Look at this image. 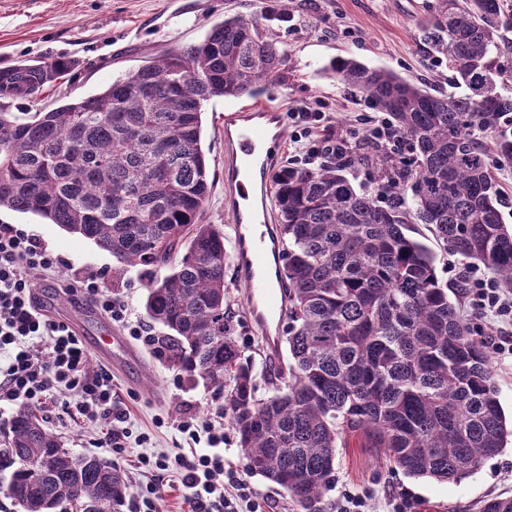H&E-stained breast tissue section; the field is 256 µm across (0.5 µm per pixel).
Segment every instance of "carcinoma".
Wrapping results in <instances>:
<instances>
[{
    "instance_id": "carcinoma-1",
    "label": "carcinoma",
    "mask_w": 512,
    "mask_h": 512,
    "mask_svg": "<svg viewBox=\"0 0 512 512\" xmlns=\"http://www.w3.org/2000/svg\"><path fill=\"white\" fill-rule=\"evenodd\" d=\"M264 15H234L205 39L127 73L102 92L22 119L63 80L71 62L0 69V210L30 213L152 279L144 308L168 330V368L224 395V414L252 471L311 512L332 481L337 449L362 436L414 478L458 482L512 440L490 358L441 284L434 252L411 235L424 224L437 245L512 291V225L487 147L512 163V139L494 136L512 97L490 56L512 25L504 0H436L424 27L435 57L465 91L432 95L392 70L349 57L326 71L356 101L388 115L418 152L395 170L380 155L376 198L354 187L346 164L284 167L275 176L288 357L255 396L254 363L237 340L225 286L224 233L202 223L210 194L202 148L204 102L252 96L280 76L286 50ZM46 459L42 469L25 463ZM6 494L23 512H121L120 467L63 448L29 407L0 448ZM481 512H512L492 497Z\"/></svg>"
}]
</instances>
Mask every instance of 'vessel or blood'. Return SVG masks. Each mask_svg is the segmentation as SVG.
Masks as SVG:
<instances>
[{"label": "vessel or blood", "instance_id": "vessel-or-blood-1", "mask_svg": "<svg viewBox=\"0 0 512 512\" xmlns=\"http://www.w3.org/2000/svg\"><path fill=\"white\" fill-rule=\"evenodd\" d=\"M280 125L278 108L264 101L240 104L224 115V188L236 227L235 263L253 317L273 350L279 346V325L287 310L274 291L285 253L269 222L268 204L277 155L267 144L279 140Z\"/></svg>", "mask_w": 512, "mask_h": 512}]
</instances>
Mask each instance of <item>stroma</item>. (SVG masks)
<instances>
[{
	"label": "stroma",
	"mask_w": 512,
	"mask_h": 512,
	"mask_svg": "<svg viewBox=\"0 0 512 512\" xmlns=\"http://www.w3.org/2000/svg\"><path fill=\"white\" fill-rule=\"evenodd\" d=\"M435 0H0V68L19 63L40 64L59 58L73 67L58 85L47 88L35 102L14 103L13 111L50 110L65 102L95 94L161 53L180 51L202 40L225 17L252 15L267 10L265 26L285 47L287 55L279 80L263 85L260 97L281 111L309 105L333 113V128L349 134L364 105L353 101L334 78L325 74L330 59L354 57L367 66L390 69L423 83L428 91L447 97L459 95L460 86L447 62L430 54L422 37L424 23ZM230 100L214 98L203 105V148L209 162L211 197L203 221L218 225L226 250L234 248V226L224 205V110ZM24 228L50 249L68 258L73 273L114 268L111 256L90 241L73 237L58 225L32 215L0 210V225ZM148 276L130 268L109 279L113 293L127 303L132 319L146 321L143 308ZM225 283L238 311L237 335L246 355L254 361L256 396L268 398L265 382L286 358V347L269 352L254 325L245 289L235 269ZM42 304L67 321L79 316L74 330L90 348L92 367L112 373L114 400L127 412L134 432L149 434L147 444H130L119 462L132 495L147 483L157 486V512H188L179 477L157 470L145 474L137 458L171 457L186 443L176 429L187 414L217 416L221 401L215 388L191 382L169 370L163 355L134 339L127 351L111 348L110 358L95 353L100 337L119 330L87 300L71 301L58 279L42 280L37 288ZM46 428L63 447L77 454L92 453L93 431L71 419L62 408H40ZM224 456L267 502L266 512H296L285 490L253 473L237 443L232 427L224 429ZM363 495L370 512H394L407 501L411 512H479L483 500L512 495V447L488 458L475 473L458 483L411 478L395 468L381 449L365 440H351L339 449L335 479L316 502L315 512H336L342 496ZM126 498L122 512H133Z\"/></svg>",
	"instance_id": "35a3bbf8"
}]
</instances>
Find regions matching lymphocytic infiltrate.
I'll list each match as a JSON object with an SVG mask.
<instances>
[{
    "label": "lymphocytic infiltrate",
    "instance_id": "f902f5d3",
    "mask_svg": "<svg viewBox=\"0 0 512 512\" xmlns=\"http://www.w3.org/2000/svg\"><path fill=\"white\" fill-rule=\"evenodd\" d=\"M288 117L293 126L291 154L303 165L314 167L325 158H342L344 138L326 136L327 112L300 105ZM69 261L49 251L25 229L0 225V413L35 403L44 407L66 398L64 410L82 422L105 425L95 447L121 454L128 442L143 445L148 434H134L127 417L112 405V376L107 370L88 368V351L70 325L52 318L35 295L38 279L60 275ZM107 275L89 271L67 287L75 298L92 300L111 320L124 326L129 336L155 345L159 339L146 325L131 322L124 301L106 286ZM465 297L478 318L490 321L498 333L486 335L481 325L476 335L500 357H512V295L504 294L485 270L469 264L464 273ZM190 446L189 452L151 460L141 456L146 470H168L180 475L192 512H264V501L227 464L219 446L224 442V424L218 419L184 417L177 425Z\"/></svg>",
    "mask_w": 512,
    "mask_h": 512
}]
</instances>
